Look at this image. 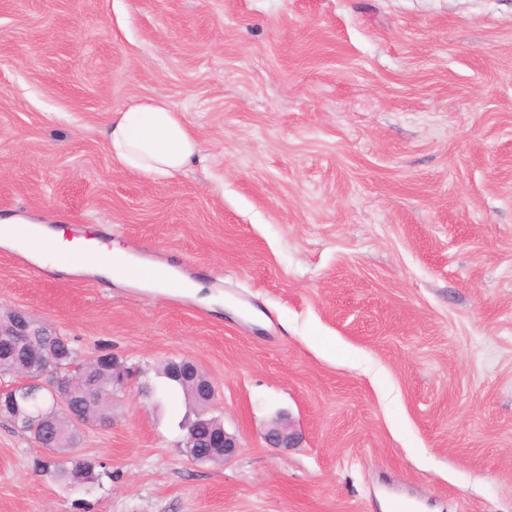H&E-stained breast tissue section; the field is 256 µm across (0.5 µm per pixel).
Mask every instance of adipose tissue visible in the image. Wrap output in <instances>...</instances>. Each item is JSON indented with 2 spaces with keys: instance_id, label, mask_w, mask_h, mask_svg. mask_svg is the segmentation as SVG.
Wrapping results in <instances>:
<instances>
[{
  "instance_id": "1",
  "label": "adipose tissue",
  "mask_w": 512,
  "mask_h": 512,
  "mask_svg": "<svg viewBox=\"0 0 512 512\" xmlns=\"http://www.w3.org/2000/svg\"><path fill=\"white\" fill-rule=\"evenodd\" d=\"M105 139L114 161L153 178L181 172L199 161L201 154L197 133L161 98H147L112 113ZM29 232L36 233L43 244L42 265H53L55 251L65 250L75 264L88 265L90 272L111 281L122 280V273L110 262L111 257H122V250H111L92 236L65 239L63 232L51 230L43 218L0 216V244L23 243Z\"/></svg>"
}]
</instances>
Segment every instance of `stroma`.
Masks as SVG:
<instances>
[{"instance_id":"obj_1","label":"stroma","mask_w":512,"mask_h":512,"mask_svg":"<svg viewBox=\"0 0 512 512\" xmlns=\"http://www.w3.org/2000/svg\"><path fill=\"white\" fill-rule=\"evenodd\" d=\"M166 99L203 162L122 168L111 113ZM203 283L161 294L0 246V315L130 368L39 473L0 418V512H512V0H0V213ZM237 455L193 463L167 360ZM297 448L263 439L278 416ZM169 360L160 369V376L166 380L167 388H179L186 397L184 385L188 387L189 394L202 403L211 404L215 396V387L210 379L192 362L180 361L172 363L171 370L183 382L173 380L169 373L171 364Z\"/></svg>"}]
</instances>
